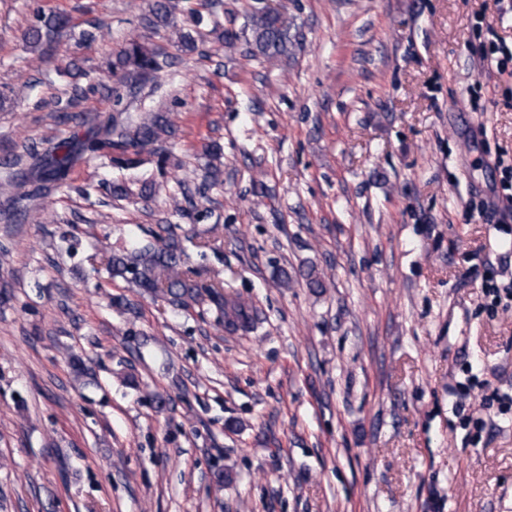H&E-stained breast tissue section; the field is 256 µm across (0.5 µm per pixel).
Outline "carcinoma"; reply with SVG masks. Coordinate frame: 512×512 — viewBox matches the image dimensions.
I'll list each match as a JSON object with an SVG mask.
<instances>
[{
	"instance_id": "cac0c4a2",
	"label": "carcinoma",
	"mask_w": 512,
	"mask_h": 512,
	"mask_svg": "<svg viewBox=\"0 0 512 512\" xmlns=\"http://www.w3.org/2000/svg\"><path fill=\"white\" fill-rule=\"evenodd\" d=\"M169 16L170 6L163 0H155L147 23L156 30L165 28ZM70 22L67 15L59 12L39 13L35 24L25 33V41L32 48H41ZM250 29L255 54L271 61L288 53V22L278 10L254 14ZM162 68L163 62L155 49L138 39L126 42L112 60V73L121 74L132 85L147 81ZM173 132V120L168 112H151L134 123L114 115L104 123L87 127L62 153L55 148L42 154L33 146H24V152L37 159V166L28 173L8 178L7 182H35V192H49L68 179L74 161L80 158L91 161L105 149L112 152V161L119 167H134L142 162L145 153L165 156L164 138ZM163 230L165 235H154L153 243L135 241L126 252L112 255L108 262L112 276L131 280L145 293L163 299L176 309L212 305L219 311V322L227 332L253 329L259 320L257 311L225 296L224 285L197 280L198 272L186 267L187 256L173 227L167 224Z\"/></svg>"
}]
</instances>
